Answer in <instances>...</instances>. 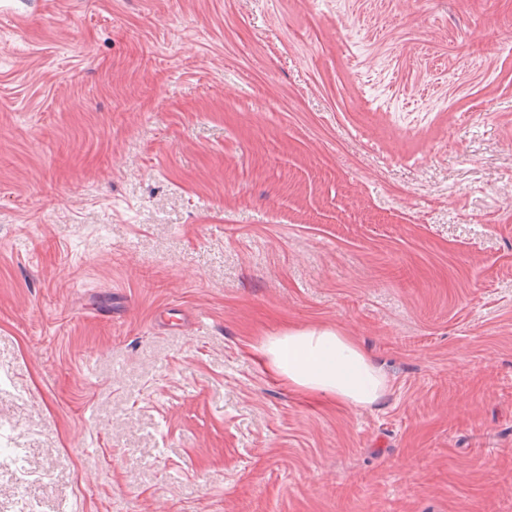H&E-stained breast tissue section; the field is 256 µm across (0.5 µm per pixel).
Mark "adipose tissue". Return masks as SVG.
<instances>
[{"label": "adipose tissue", "instance_id": "ef3b65f1", "mask_svg": "<svg viewBox=\"0 0 512 512\" xmlns=\"http://www.w3.org/2000/svg\"><path fill=\"white\" fill-rule=\"evenodd\" d=\"M265 371L305 397L323 396L370 407L388 393L387 377L361 344L331 327L291 328L250 345Z\"/></svg>", "mask_w": 512, "mask_h": 512}]
</instances>
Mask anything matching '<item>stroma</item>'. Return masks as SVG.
Listing matches in <instances>:
<instances>
[{
  "label": "stroma",
  "mask_w": 512,
  "mask_h": 512,
  "mask_svg": "<svg viewBox=\"0 0 512 512\" xmlns=\"http://www.w3.org/2000/svg\"><path fill=\"white\" fill-rule=\"evenodd\" d=\"M355 337L307 400L247 344ZM0 512H512V0H0ZM264 370L305 397L323 396L350 407H370L389 392L387 377L361 344L339 328H290L250 344Z\"/></svg>",
  "instance_id": "obj_1"
}]
</instances>
